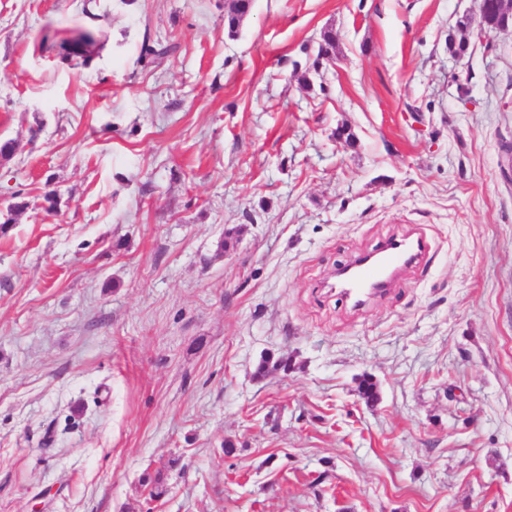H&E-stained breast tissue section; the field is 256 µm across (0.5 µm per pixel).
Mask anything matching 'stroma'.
I'll list each match as a JSON object with an SVG mask.
<instances>
[{
	"label": "stroma",
	"instance_id": "35a3bbf8",
	"mask_svg": "<svg viewBox=\"0 0 512 512\" xmlns=\"http://www.w3.org/2000/svg\"><path fill=\"white\" fill-rule=\"evenodd\" d=\"M479 9L254 0L232 38L224 0H0V512H512V29ZM415 227L392 291L328 288ZM94 34L88 30L79 31L70 37L63 38L60 46L67 51L68 55L82 57L84 62L91 58V48L95 46Z\"/></svg>",
	"mask_w": 512,
	"mask_h": 512
}]
</instances>
